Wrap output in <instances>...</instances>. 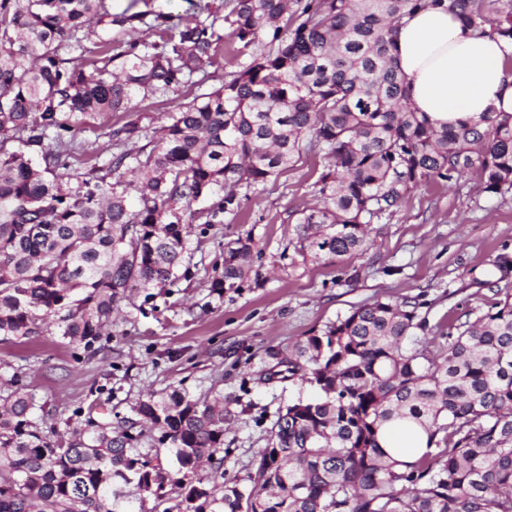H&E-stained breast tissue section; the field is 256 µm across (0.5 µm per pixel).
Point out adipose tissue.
I'll return each instance as SVG.
<instances>
[{
    "mask_svg": "<svg viewBox=\"0 0 512 512\" xmlns=\"http://www.w3.org/2000/svg\"><path fill=\"white\" fill-rule=\"evenodd\" d=\"M410 102L437 126L512 113V41L464 27L445 8L404 18L392 50Z\"/></svg>",
    "mask_w": 512,
    "mask_h": 512,
    "instance_id": "1",
    "label": "adipose tissue"
}]
</instances>
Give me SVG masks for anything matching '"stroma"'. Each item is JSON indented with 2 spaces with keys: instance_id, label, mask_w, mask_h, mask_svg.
I'll return each instance as SVG.
<instances>
[{
  "instance_id": "stroma-1",
  "label": "stroma",
  "mask_w": 512,
  "mask_h": 512,
  "mask_svg": "<svg viewBox=\"0 0 512 512\" xmlns=\"http://www.w3.org/2000/svg\"><path fill=\"white\" fill-rule=\"evenodd\" d=\"M220 34L217 61L201 87L205 93L248 61L237 55L229 28ZM191 98L180 89L135 99L134 113L85 119L79 138L99 162H107L114 151L113 126L134 115L143 125L161 128ZM323 164L322 157L303 155L278 178L249 192L237 215L193 233L184 260L187 276L168 293L134 289L113 314L96 355L78 358L75 345L53 329L30 339L0 341V366L19 371L43 404L47 424L60 431L76 409L93 402L123 414L150 391L184 387L199 394L217 388L236 413L224 429V479H246L278 410L310 395L298 383H257L267 349L321 330L354 306L411 299L419 302L418 315L427 323L420 345L437 353L450 325L496 301L495 289L477 280L500 255L512 256V192H486L471 173L411 190L389 216L371 224L361 254L294 258L293 216L320 206L315 181ZM246 235L253 239L255 276L243 288L213 293L225 245Z\"/></svg>"
}]
</instances>
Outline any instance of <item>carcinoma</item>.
I'll return each mask as SVG.
<instances>
[{
    "label": "carcinoma",
    "instance_id": "cac0c4a2",
    "mask_svg": "<svg viewBox=\"0 0 512 512\" xmlns=\"http://www.w3.org/2000/svg\"><path fill=\"white\" fill-rule=\"evenodd\" d=\"M137 2L114 14L106 0H0L1 341L53 325L94 355L128 289L179 280L196 219L237 214L233 188L264 185L303 154L327 160L323 206L296 218L294 250L316 259L363 252L369 224L411 185L474 171L486 191L512 190V113L438 128L411 107L391 53L404 17L444 5L512 40V0H224L222 14L206 3L191 15ZM137 24L154 40L112 37ZM223 26L249 62L157 137L138 120L112 129L119 151L94 163L79 120L201 85ZM263 34L275 48L256 52ZM252 247L249 235L227 244L216 293L243 286ZM511 271L504 256L477 283ZM426 328L416 302L377 299L269 349L266 380L318 396L278 413L246 485L224 483L221 395L150 392L61 434L40 426L19 374L0 372V512H134L132 481L150 512H512V294L450 327L434 357L416 348ZM394 425L426 435L419 458L382 448Z\"/></svg>",
    "mask_w": 512,
    "mask_h": 512
}]
</instances>
